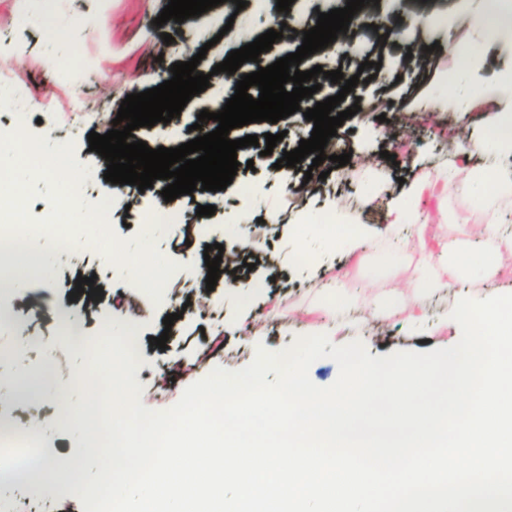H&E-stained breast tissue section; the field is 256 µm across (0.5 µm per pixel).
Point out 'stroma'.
I'll return each mask as SVG.
<instances>
[{
    "label": "stroma",
    "instance_id": "1",
    "mask_svg": "<svg viewBox=\"0 0 512 512\" xmlns=\"http://www.w3.org/2000/svg\"><path fill=\"white\" fill-rule=\"evenodd\" d=\"M277 0H262L239 11L226 23L223 6L189 18L178 27L155 26L154 20L169 0H0V69L22 79L27 92L20 104L0 107V131L24 128L50 144L73 141L78 161L92 179L83 184L81 196L113 197L109 222L115 236L130 239L155 234L158 250L179 269L170 278L161 304H154L137 289L124 269L112 265L87 243L61 252L46 247L40 274H26L15 286L0 288V417L25 426L39 422L41 436L35 452L48 465L66 461L80 464V472L93 475L97 465L86 450L81 434L58 425L56 394L65 392L72 406L82 404L79 372L86 360L82 348L65 345L71 332L94 337L101 330L133 331L139 339L141 362L135 378L143 387L141 402L153 410L174 405L184 388L206 377L215 367L237 370L250 363L257 345L279 351L296 338L328 335L337 345L362 341L371 356L398 350L429 352L457 343L460 326L449 314L462 298H485L490 287L512 291V251L497 262L499 275L488 286L475 276L462 278L447 293H427L414 299L411 286L423 273L425 254L396 240L388 207L404 186L413 185L452 170L461 141L483 134V115L472 112L461 119L456 100L448 96L445 77L454 67L448 41L471 38L465 20L483 8L482 0H440L444 23L439 27L412 24L410 29L383 47L361 36L346 58H338L335 45L312 54L310 65L340 68L344 76L357 74L364 61L380 66L369 83H358L354 96L384 103L382 118L364 122L352 117L338 127L330 140L335 155L351 154L345 166L333 169L326 180L305 183L309 161L299 167H277L285 152L309 139L310 121L304 109L315 99L301 100V109L271 124L245 125L230 131V139L248 135L283 133L265 161L247 168L251 148L237 151L238 171L226 190L215 196L182 195L163 199L159 188L145 190L125 185L108 186L103 174L107 163L89 149V133H104L103 119L117 114L122 100L132 93L156 87L171 79L173 63L206 49L197 69L212 73L208 88L195 95L179 117L170 123L135 129V139L150 148L177 147L192 140L190 130L199 108L217 112L232 92L222 75L213 74L229 52L238 49L241 30L253 35L266 31V14L275 12ZM171 33L172 43L162 40ZM426 46L425 58L407 57L406 44ZM486 78L484 94L512 110V43L490 40L478 61ZM443 98L430 123H423L430 96ZM80 111H71V103ZM368 201L356 212V224H322L324 214L336 207ZM212 205L214 215L200 217L198 206ZM253 218L276 214L279 228H252V246H244L237 225L226 218L242 206ZM420 208L435 212L432 227L451 245L475 247L461 217L478 224L490 216L512 222V202L498 198L482 203L465 195L447 200L424 199ZM165 210L179 220L163 232L143 218ZM309 224H300L301 215ZM362 232V257L354 259L342 244L354 230ZM224 247L240 286L220 276L210 292V308L204 314H179L175 296L186 285H199L193 270L204 261L206 245ZM266 253L272 268L248 269L246 261ZM305 264H298V255ZM93 278L102 288L100 311L84 309L72 293L77 277ZM39 305L44 315L36 316ZM175 315L165 327L167 315ZM168 334L166 349L149 343ZM46 379L49 392L27 396L28 385ZM0 512H83L76 496L66 488L53 489L15 481L0 486Z\"/></svg>",
    "mask_w": 512,
    "mask_h": 512
}]
</instances>
